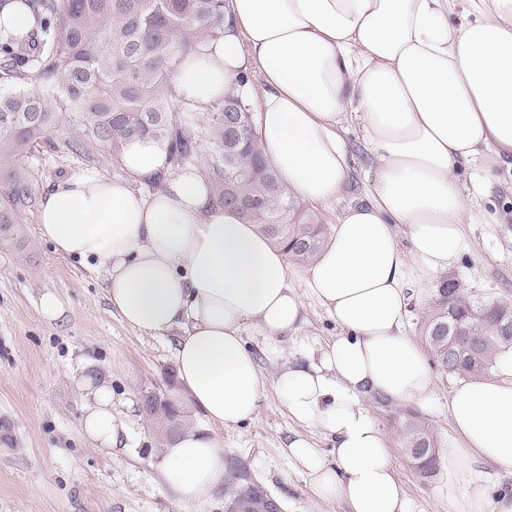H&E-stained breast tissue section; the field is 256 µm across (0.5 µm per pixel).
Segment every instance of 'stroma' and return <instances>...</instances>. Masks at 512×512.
<instances>
[{"instance_id": "stroma-1", "label": "stroma", "mask_w": 512, "mask_h": 512, "mask_svg": "<svg viewBox=\"0 0 512 512\" xmlns=\"http://www.w3.org/2000/svg\"><path fill=\"white\" fill-rule=\"evenodd\" d=\"M81 137L78 126L62 123L23 158L33 196L77 166L124 177L118 164L75 151ZM346 140L350 180L336 200L315 207L323 224H335L342 209L369 194L373 160L358 124H347ZM461 176L474 205L512 209V166L488 171L476 163L462 168ZM19 222L22 243L0 244V512H224L232 489L248 481L279 512H348L342 501L315 493L305 468L286 449L288 440L301 436L325 461L333 459L328 438L292 418L274 385L283 364L318 359L320 347L338 331L306 288L299 264L290 270L306 307L303 328L274 340L253 329L244 336L265 393L255 420L222 433L230 481L205 503H181L160 474L166 441L140 410L143 395L167 394L174 386L176 336H149L123 323L93 274L41 239L36 207L27 208ZM464 232L470 249L449 276L477 301L512 302V221L468 224ZM48 290L63 304L61 320L41 314L39 299ZM90 372L112 385V411L129 424L125 447H97L82 431L81 381ZM433 376L432 396L420 412L443 449L450 433L448 394L456 379L439 369ZM364 406L390 441L409 512H461L465 488L449 483L446 467L423 478L408 466L398 445L396 406L377 398L365 399Z\"/></svg>"}]
</instances>
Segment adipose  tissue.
Wrapping results in <instances>:
<instances>
[{
	"instance_id": "1",
	"label": "adipose tissue",
	"mask_w": 512,
	"mask_h": 512,
	"mask_svg": "<svg viewBox=\"0 0 512 512\" xmlns=\"http://www.w3.org/2000/svg\"><path fill=\"white\" fill-rule=\"evenodd\" d=\"M224 32L182 59L171 80L182 111L235 94L257 101V133L289 194L324 204L349 179L347 119L376 166L366 202L343 209L306 264L307 288L339 327L318 361L285 367L275 387L289 415L333 442L326 462L304 438L288 451L314 489L350 512H408L388 440L360 403L426 402L431 365L405 329L410 292L456 265L467 224L484 217L460 169L512 158V0H227ZM124 178L76 167L41 196L37 227L77 258L131 328L179 330L175 380L187 407L231 429L254 420L265 385L244 340L298 332L306 321L289 261L255 225L213 205L201 166L175 167L146 137L122 153ZM162 179L146 196L137 184ZM83 428L105 448L127 425L106 379L87 376ZM440 458L469 485L464 512H512L471 478V459L512 470V351L498 371L455 385ZM224 440L182 427L164 450L163 480L182 502L223 484Z\"/></svg>"
}]
</instances>
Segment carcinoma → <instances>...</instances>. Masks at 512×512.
<instances>
[{"label":"carcinoma","instance_id":"carcinoma-1","mask_svg":"<svg viewBox=\"0 0 512 512\" xmlns=\"http://www.w3.org/2000/svg\"><path fill=\"white\" fill-rule=\"evenodd\" d=\"M48 35L42 50L18 49L21 38L0 39V242L19 238V214L31 188L21 158L64 118L84 139L80 149L106 151L120 162L126 142L150 136L167 144L174 162L203 150L188 130L170 85L185 56L223 33L224 0H31ZM249 108L237 96L202 113L212 149L203 173L214 202L257 225L294 263H306L331 229L288 195L264 161L256 127L237 129ZM512 303L476 302L454 280L442 281L419 325L433 362L451 376L479 377L512 347ZM403 448H434L436 434L418 413L399 414ZM255 486L238 487L225 512H277Z\"/></svg>","mask_w":512,"mask_h":512}]
</instances>
